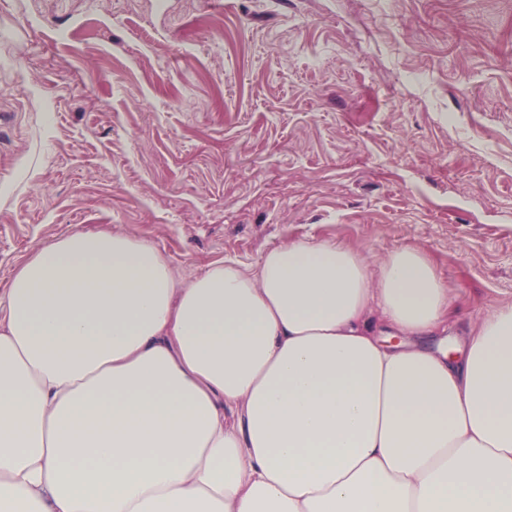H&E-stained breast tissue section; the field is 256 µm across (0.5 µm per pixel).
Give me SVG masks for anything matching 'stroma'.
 Wrapping results in <instances>:
<instances>
[{
  "label": "stroma",
  "instance_id": "stroma-1",
  "mask_svg": "<svg viewBox=\"0 0 512 512\" xmlns=\"http://www.w3.org/2000/svg\"><path fill=\"white\" fill-rule=\"evenodd\" d=\"M97 229L186 278L421 247L461 323L512 304V0H0V302Z\"/></svg>",
  "mask_w": 512,
  "mask_h": 512
}]
</instances>
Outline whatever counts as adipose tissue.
<instances>
[{"instance_id":"1","label":"adipose tissue","mask_w":512,"mask_h":512,"mask_svg":"<svg viewBox=\"0 0 512 512\" xmlns=\"http://www.w3.org/2000/svg\"><path fill=\"white\" fill-rule=\"evenodd\" d=\"M0 304V507L512 512V304L459 331L425 250L297 241L180 278L36 247Z\"/></svg>"}]
</instances>
